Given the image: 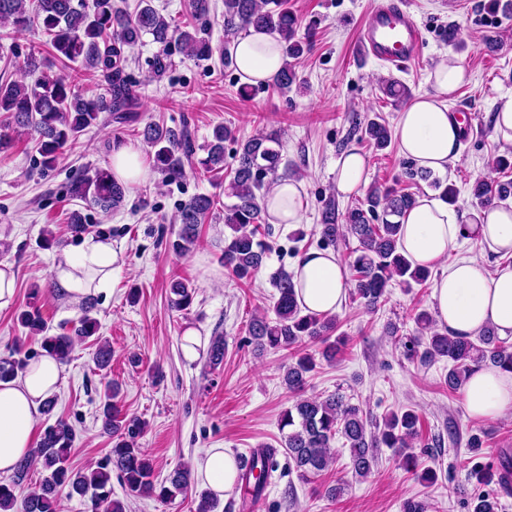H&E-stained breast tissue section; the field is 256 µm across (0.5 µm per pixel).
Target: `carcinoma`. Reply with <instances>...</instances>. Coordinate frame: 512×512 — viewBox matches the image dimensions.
Wrapping results in <instances>:
<instances>
[{
	"mask_svg": "<svg viewBox=\"0 0 512 512\" xmlns=\"http://www.w3.org/2000/svg\"><path fill=\"white\" fill-rule=\"evenodd\" d=\"M131 14L115 0H0V21L17 31L39 28L50 37L52 55L62 66L80 71H102L109 79L108 96L88 99L76 89L74 80L52 70L31 55L23 67L35 79L31 83L0 82V151L9 148L14 134L31 130L38 134L40 164L53 169L64 149L77 140L80 133L99 125L102 114L111 112L120 119L130 116L138 105L133 82L125 73L124 47L138 44L149 34L158 45L152 60L154 75L163 76L172 66V44H177L187 56L206 59L212 55L209 41L197 29L172 26L149 0ZM253 28L276 37L283 56L300 57L307 46L309 34H300L301 21L288 6V0H224V31L232 34L239 29ZM296 83L292 64L284 63L272 78V87L285 94ZM383 93L395 101L410 96L401 82L390 80ZM358 140L368 142L383 151L391 143V131L379 118L366 120L355 129ZM144 140L153 149L155 166L168 181L181 179L183 159L194 154L193 145L183 131L148 124ZM232 138L231 130L214 127L212 141L206 146L207 155L198 160L206 172L224 170V142ZM281 142L275 132H261L240 145L235 152L237 166L227 186V194L236 199L224 207V224L230 234L224 236L221 261L224 268L238 279H248L261 268L270 246L258 238V229L265 216L264 198L270 189L281 160ZM405 175L415 182L423 181L438 192V197L450 205L459 200L456 186L413 165ZM127 186L112 178L107 168L96 169L76 179L70 185V196L90 207L107 213L119 208ZM512 197V179H475L470 191V206L486 209ZM417 202V196L395 187L375 186L364 201L339 212L336 202L325 201L321 219L322 246L335 245L336 240L354 238L358 246L351 252L349 266L353 271L351 297L367 308L375 309L387 299L388 288L397 285L411 288L425 286L430 272L412 266L399 248L401 220ZM215 197L198 194L185 202L179 211L181 230L171 244L172 250L184 254L196 245L199 226L213 214ZM277 297L272 306L274 320L255 316L249 323V343L261 351L266 348L296 350V360L288 365L283 382L288 390L299 393L307 384V374L316 367L315 357L306 351L307 344L324 345L322 357L335 359L339 347L346 343L341 336L330 340L336 330V318L329 315L305 314L297 302L293 274L286 270L274 278ZM174 295L171 307L184 311L193 302L195 289L175 281L170 286ZM21 326L38 337L43 351L67 360L78 340L94 336L98 330L95 318L86 314L80 319L75 335L49 334V327L40 309L34 305L18 316ZM419 335L405 343L408 358L430 364L448 359V374L444 383L456 393L478 368H496L512 372V344L498 337L496 327H487L474 339L450 337L438 329L426 310L414 316ZM26 367V359L0 360V381L15 378ZM119 386L109 382L102 404V428L112 436V448L97 464L87 470L73 468L69 463L74 429L59 420L46 427L32 457L21 462L8 484H0V512H56L59 492L78 497L85 512H126L123 501L113 497L112 476H117L128 497H157L167 500L184 492L191 480L187 466H179L160 480L138 447L136 439L143 434L145 422L137 417L119 418L117 398ZM418 411L407 408L382 417V422L368 420L363 408L340 394L325 398H299L282 414L280 428L285 430L283 448L298 476L307 481L320 476L337 459L331 448L332 440H343L341 452L347 453L354 474L366 478L376 465L377 448H409L420 438ZM466 447L467 480L484 486L470 497V512H498V490L486 489L494 483L499 490L512 492V452L502 449L493 462H480L484 455L486 433L470 432ZM406 469L424 485L437 478L436 470L425 466L417 470L418 458L404 455ZM38 466L44 477L38 486L21 494L29 470ZM277 461L271 449L251 453V466L246 474H238L244 490L257 501L261 498Z\"/></svg>",
	"mask_w": 512,
	"mask_h": 512,
	"instance_id": "1",
	"label": "carcinoma"
}]
</instances>
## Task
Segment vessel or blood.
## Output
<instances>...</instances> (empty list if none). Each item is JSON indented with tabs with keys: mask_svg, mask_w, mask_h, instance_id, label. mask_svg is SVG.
<instances>
[{
	"mask_svg": "<svg viewBox=\"0 0 512 512\" xmlns=\"http://www.w3.org/2000/svg\"><path fill=\"white\" fill-rule=\"evenodd\" d=\"M422 42V32L409 12L400 6L381 0L361 32V44L366 52L385 65H400L414 59Z\"/></svg>",
	"mask_w": 512,
	"mask_h": 512,
	"instance_id": "vessel-or-blood-1",
	"label": "vessel or blood"
}]
</instances>
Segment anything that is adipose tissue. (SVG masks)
<instances>
[{"label": "adipose tissue", "mask_w": 512, "mask_h": 512, "mask_svg": "<svg viewBox=\"0 0 512 512\" xmlns=\"http://www.w3.org/2000/svg\"><path fill=\"white\" fill-rule=\"evenodd\" d=\"M235 66L250 84L266 82L283 65L277 39L251 30L231 46ZM466 78L464 66L445 62L433 72L434 91L417 96L401 112L395 135L405 157L419 168L441 172L461 156L462 131L448 110L452 94ZM306 205L302 182L275 181L265 198L270 223H299ZM402 252L412 265L435 272L433 315L449 336H478L495 326L512 342V265L490 266V255L512 252V208L491 207L461 216L433 195L419 197L402 220ZM122 251L106 238H87L51 271L61 293L81 302L113 284ZM297 300L304 312L332 314L344 303L350 284L346 266L325 250H310L294 267ZM63 381L61 364L44 354L14 380L0 382V472H13L30 456L36 421ZM469 416L485 420L512 417V372L482 368L463 389ZM195 481L215 495L231 491L237 468L231 452L207 449L192 466Z\"/></svg>", "instance_id": "1"}]
</instances>
